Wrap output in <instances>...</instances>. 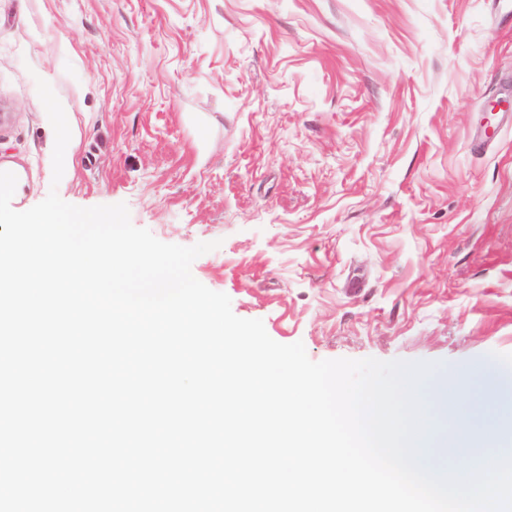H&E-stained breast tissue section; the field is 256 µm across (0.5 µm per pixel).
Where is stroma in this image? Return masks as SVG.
I'll list each match as a JSON object with an SVG mask.
<instances>
[{
	"mask_svg": "<svg viewBox=\"0 0 512 512\" xmlns=\"http://www.w3.org/2000/svg\"><path fill=\"white\" fill-rule=\"evenodd\" d=\"M71 138L53 182L55 133ZM25 211L126 203L308 357L512 353L502 0H0V172Z\"/></svg>",
	"mask_w": 512,
	"mask_h": 512,
	"instance_id": "1",
	"label": "stroma"
}]
</instances>
